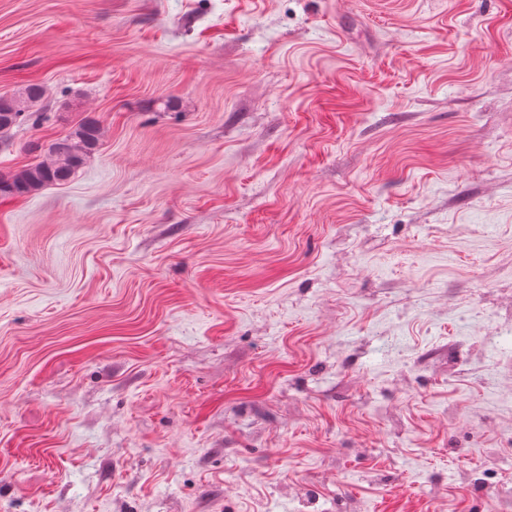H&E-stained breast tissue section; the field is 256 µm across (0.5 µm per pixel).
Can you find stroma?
<instances>
[{
  "mask_svg": "<svg viewBox=\"0 0 512 512\" xmlns=\"http://www.w3.org/2000/svg\"><path fill=\"white\" fill-rule=\"evenodd\" d=\"M29 83L0 512H512V0H0ZM101 130L91 117L81 120L69 134L49 145L46 160L0 176V197L21 196L49 185L68 182L75 171L98 149Z\"/></svg>",
  "mask_w": 512,
  "mask_h": 512,
  "instance_id": "1",
  "label": "stroma"
}]
</instances>
